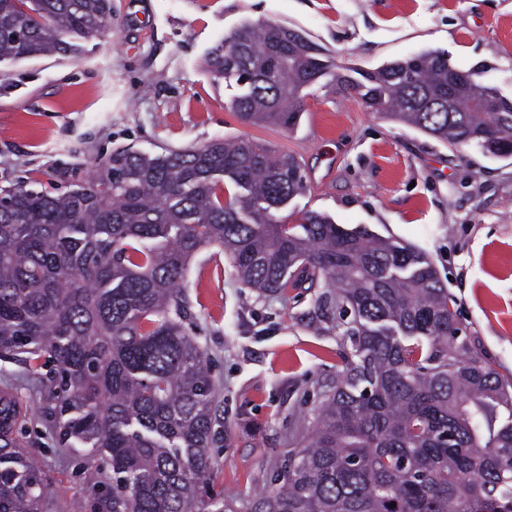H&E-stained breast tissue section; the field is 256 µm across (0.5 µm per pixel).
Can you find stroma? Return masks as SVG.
<instances>
[{
  "label": "stroma",
  "instance_id": "1",
  "mask_svg": "<svg viewBox=\"0 0 512 512\" xmlns=\"http://www.w3.org/2000/svg\"><path fill=\"white\" fill-rule=\"evenodd\" d=\"M300 30L338 68L373 69L425 50L512 96V0H112V28L54 57L0 62V188L25 182L64 192L120 149L153 155L245 136L295 154L307 189L278 213L315 211L423 250L447 285L463 337L512 375V158L452 148L372 112L343 83L308 89L291 131L243 123L235 94L207 71L210 49L246 22ZM184 328L206 349L220 384L214 492L232 512L258 475L275 481L308 436L321 394L345 364L334 320L313 291L261 296L223 250L201 249L184 280ZM47 367L0 357V389L35 412L26 441L53 512H97L100 476L62 447L36 409Z\"/></svg>",
  "mask_w": 512,
  "mask_h": 512
}]
</instances>
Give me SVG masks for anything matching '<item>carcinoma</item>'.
I'll return each instance as SVG.
<instances>
[{
  "mask_svg": "<svg viewBox=\"0 0 512 512\" xmlns=\"http://www.w3.org/2000/svg\"><path fill=\"white\" fill-rule=\"evenodd\" d=\"M111 0H0V61L65 54L111 26ZM283 26L243 24L207 57L250 125L292 130L303 91L335 63ZM448 55L424 51L356 71L373 111L494 159L512 141V97L469 80L448 92ZM306 191L299 160L250 138L146 155L116 151L86 184L0 189V352L45 358L41 414L69 448L112 472L100 512H226L211 479L215 387L183 326L188 266L217 245L261 296L319 288L346 349L308 440L249 512H512V380L460 339L426 253L313 211L276 212ZM31 409L0 391V512H46L41 467L20 435Z\"/></svg>",
  "mask_w": 512,
  "mask_h": 512,
  "instance_id": "obj_1",
  "label": "carcinoma"
}]
</instances>
